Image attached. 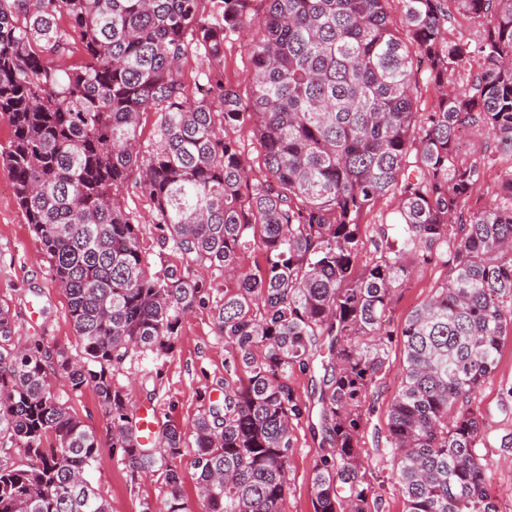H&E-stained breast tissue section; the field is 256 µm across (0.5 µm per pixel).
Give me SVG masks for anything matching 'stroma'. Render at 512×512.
<instances>
[{
  "label": "stroma",
  "mask_w": 512,
  "mask_h": 512,
  "mask_svg": "<svg viewBox=\"0 0 512 512\" xmlns=\"http://www.w3.org/2000/svg\"><path fill=\"white\" fill-rule=\"evenodd\" d=\"M125 204L144 215L141 226L145 247L150 252L152 271L179 263V255L161 248L162 232L152 224L148 205L134 195ZM450 262L415 267L409 280L397 290L394 324L403 326L406 317L422 306L447 278ZM0 299L9 303L21 337L37 335L45 342L77 352L79 340L73 330L68 300L55 286L54 272L39 239L18 207L11 174L0 162ZM402 345H394L390 367L374 387V398L362 431L371 469V480L380 485L378 512H404L405 503L391 480L392 458L386 449L388 410L400 389ZM150 360L126 365L118 380L139 404H154L160 421L189 426L199 413V395L224 375V341L218 335L212 306L196 309L185 320L175 348L165 358L160 379L151 381L146 372ZM62 403L98 436L102 463L93 471L92 485L106 499L112 512H140L142 501H150L161 512L166 486L161 474L130 477L112 457L111 431L92 390L75 394L58 387ZM474 406L483 416L484 445L479 454L486 466L488 489L499 512H512V447L500 445L502 436L512 432V335L506 337L498 365L480 386ZM294 449L288 460L289 490L285 512H312L309 492L312 466L320 449L308 419L294 421Z\"/></svg>",
  "instance_id": "obj_1"
}]
</instances>
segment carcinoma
Masks as SVG:
<instances>
[{"mask_svg": "<svg viewBox=\"0 0 512 512\" xmlns=\"http://www.w3.org/2000/svg\"><path fill=\"white\" fill-rule=\"evenodd\" d=\"M253 2L0 0V157L80 342L73 356L23 341L0 303V512H110L88 479L99 440L58 381L96 393L131 477L163 475L165 512H194L178 465L189 436L199 512H283L292 424L314 414L313 512H372L360 437L397 336L405 358L386 442L406 512H498L472 400L512 334V261L500 259L512 255V0H399L400 25L390 0H261L243 96L225 77L224 45ZM77 38L83 59L59 64ZM191 53L196 99L180 75ZM420 63L435 88L424 113ZM145 112L158 115L147 143ZM244 124L263 148L260 176L226 132ZM464 131L476 149L461 148ZM493 164L499 192L463 217ZM125 193L145 199L181 263L150 273ZM389 196L394 222L364 239L363 218ZM256 249L263 263L244 269ZM448 250L444 284L395 328L398 288ZM195 262L224 276L221 397L203 392L191 428L163 423L149 447L117 374L149 352L148 375L160 376L185 318L213 300L190 276ZM324 348L314 405L290 377Z\"/></svg>", "mask_w": 512, "mask_h": 512, "instance_id": "carcinoma-1", "label": "carcinoma"}]
</instances>
